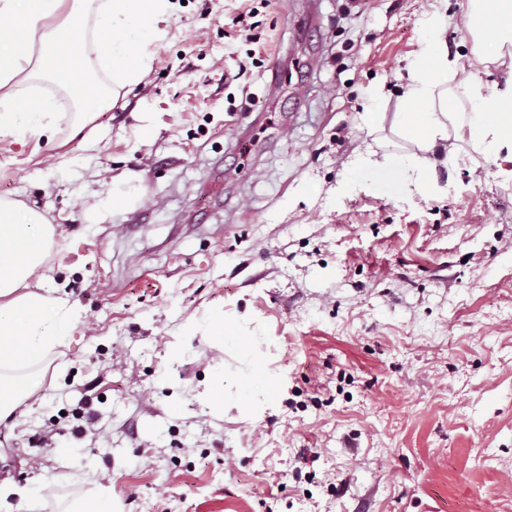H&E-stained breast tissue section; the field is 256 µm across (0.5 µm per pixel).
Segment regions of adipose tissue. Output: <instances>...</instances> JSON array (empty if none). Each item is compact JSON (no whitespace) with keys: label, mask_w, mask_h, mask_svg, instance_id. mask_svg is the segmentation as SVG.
Wrapping results in <instances>:
<instances>
[{"label":"adipose tissue","mask_w":512,"mask_h":512,"mask_svg":"<svg viewBox=\"0 0 512 512\" xmlns=\"http://www.w3.org/2000/svg\"><path fill=\"white\" fill-rule=\"evenodd\" d=\"M476 35L492 31L512 49V0H468ZM168 0H0V138L52 131V102L32 103L24 82H47L66 92L80 122L114 106L120 91L140 83L151 69L148 51L159 39ZM94 22L104 37L86 52L82 34ZM448 25L445 13L426 20L427 47L408 66L393 129L412 142L404 161L408 185L421 192L438 165L436 152L448 140H467L485 154L512 152V95L485 97L472 89L470 124H452L448 80L463 67L437 47ZM112 77L111 90L96 81ZM54 244L45 217L14 200L0 199V420L40 389L44 360L69 336L77 314L53 289L31 290Z\"/></svg>","instance_id":"adipose-tissue-1"}]
</instances>
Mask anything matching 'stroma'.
<instances>
[{
	"label": "stroma",
	"mask_w": 512,
	"mask_h": 512,
	"mask_svg": "<svg viewBox=\"0 0 512 512\" xmlns=\"http://www.w3.org/2000/svg\"><path fill=\"white\" fill-rule=\"evenodd\" d=\"M171 3L149 74L79 136L63 109L0 140V197L53 226L46 285L80 315L0 423V483L43 489L0 512L102 485L117 512H512L508 163L463 141L411 193L391 130L428 15L470 54L466 0H262L253 43L241 0ZM482 45L448 82L461 122L472 82L512 85ZM378 138L386 164L350 168ZM257 368L275 402L238 403Z\"/></svg>",
	"instance_id": "35a3bbf8"
}]
</instances>
